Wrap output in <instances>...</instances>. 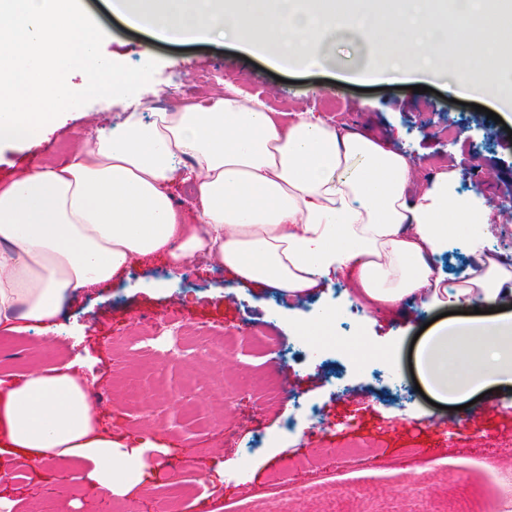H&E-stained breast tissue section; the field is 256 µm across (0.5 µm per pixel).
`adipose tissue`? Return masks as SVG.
<instances>
[{
    "label": "adipose tissue",
    "instance_id": "1",
    "mask_svg": "<svg viewBox=\"0 0 512 512\" xmlns=\"http://www.w3.org/2000/svg\"><path fill=\"white\" fill-rule=\"evenodd\" d=\"M112 12L162 40L233 37L280 67H324L322 48L358 25L351 0H109ZM359 26V25H358ZM362 28V27H361ZM396 59L373 69L406 83L451 77L474 95L496 88L512 53V25L488 0H403L362 28ZM192 184L200 223H186L170 187ZM479 193H457L454 175L413 180L412 164L378 137L309 112L285 118L237 87L206 104H182L151 122L129 115L66 161L0 185V332L55 331L73 293L105 284L149 258L171 269L198 259L289 298L350 274L366 308L410 296L466 307L512 293V264L479 252L467 279L447 287L431 262L460 224L482 219ZM420 361L439 398L512 377V319L436 325ZM0 453L16 464L77 461L105 497L140 481V447L113 440L74 362L0 377Z\"/></svg>",
    "mask_w": 512,
    "mask_h": 512
}]
</instances>
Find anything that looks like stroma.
<instances>
[{
	"label": "stroma",
	"instance_id": "stroma-1",
	"mask_svg": "<svg viewBox=\"0 0 512 512\" xmlns=\"http://www.w3.org/2000/svg\"><path fill=\"white\" fill-rule=\"evenodd\" d=\"M105 31L103 55L139 66L159 65L137 94L141 110L174 109L192 93L210 99L234 85L267 97L280 112H312L339 125L368 130L410 156L416 183L442 168L455 170L460 190L475 189L485 207L480 236L454 233L436 271L458 282L474 250L493 248L512 263V109L491 94L473 106L453 103L445 81L419 94L397 83L371 88L350 73L374 62V49L355 32L325 46L326 69H281L224 40L173 45L114 20L102 0H81ZM499 120L487 118V111ZM125 98H102L71 109L46 139L0 146V180L40 163L63 161L97 129L122 126ZM228 270L192 260L170 274L161 260L136 265L112 283L67 302L58 319L55 350L41 349L32 331L0 335V375H22L78 356L88 391L113 439L150 438L142 482L110 502L75 463L24 467L0 463V485L15 512L51 506L63 512H482L484 483L469 471L473 454L512 452V383L461 410L433 406L419 393L424 324L442 306L405 301L365 311L335 283L298 303L261 285L233 287ZM339 316L318 338L344 348L301 347L294 318L316 309ZM176 318L199 336L223 332L238 340L224 360L184 347L166 356L152 323ZM287 373L288 392L267 400L262 379ZM365 446L370 468L344 470L327 448Z\"/></svg>",
	"mask_w": 512,
	"mask_h": 512
}]
</instances>
